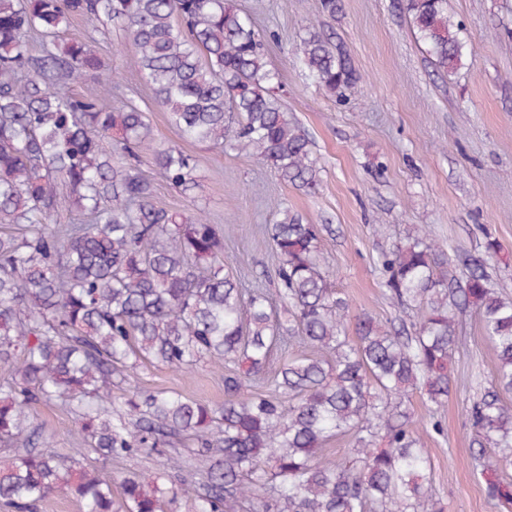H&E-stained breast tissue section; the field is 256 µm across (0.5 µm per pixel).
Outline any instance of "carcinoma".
Instances as JSON below:
<instances>
[{
    "label": "carcinoma",
    "mask_w": 512,
    "mask_h": 512,
    "mask_svg": "<svg viewBox=\"0 0 512 512\" xmlns=\"http://www.w3.org/2000/svg\"><path fill=\"white\" fill-rule=\"evenodd\" d=\"M406 11L434 66L457 69L467 40L448 0H406ZM75 17L125 31L180 139L227 145L301 190L318 185L267 36L233 0H0V364L12 367L0 383V502L33 512L66 496L82 512H112V484L83 460L162 454L184 439L203 464L192 512H442L409 397L448 400L456 320L471 306L497 356L467 408L473 471L511 508L512 481L498 471L512 465V298L484 263L448 270V251L420 229L381 259L390 298L417 310L411 328L354 317L325 275L321 228L285 210L270 234L280 288L240 287L223 262L230 227L201 208L188 218L154 204L140 155L183 192L198 187L193 161L156 147L136 105H112L120 78L101 76L88 42L59 43ZM299 55L338 101L359 82L319 31ZM91 77L95 93L73 92ZM277 351L287 356L259 392ZM203 360L224 371L221 405L133 385L144 363L189 373ZM123 385L118 407L112 387ZM42 401L78 425L72 455L31 423ZM340 435L352 438L348 458L319 457ZM121 489L124 512H166L184 492L158 472H131Z\"/></svg>",
    "instance_id": "1"
}]
</instances>
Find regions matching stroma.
<instances>
[{
	"mask_svg": "<svg viewBox=\"0 0 512 512\" xmlns=\"http://www.w3.org/2000/svg\"><path fill=\"white\" fill-rule=\"evenodd\" d=\"M236 4L269 36L279 93L315 143L318 187L304 192L254 158L186 142L182 149L196 161L201 188L192 197L154 182L155 205L185 215L201 207L209 223L232 225L224 263L246 288L275 290L264 277L277 265L266 227L286 209L321 226L329 280L346 293L354 313L414 321L413 311L389 298L380 260L420 226L447 249L450 268L464 259L483 260L492 286L512 298V0H448L469 40L462 66L451 74L436 72L413 33L405 0H340L336 16L324 22L320 0ZM316 27L345 48L360 76L345 102L314 84L297 59L301 37ZM62 39L92 41L104 76L119 74L123 97L147 112L156 143L178 142L167 113L139 77L122 29L104 23L92 30L76 19ZM490 240L499 246L491 258L485 253ZM459 323L447 402L435 412L415 394L410 408L428 427L424 442L444 512H499L470 466L474 432L466 413L478 386L491 379L496 353L475 310L460 314ZM137 385L224 402V375L205 362L188 375L145 365ZM32 419L59 453L73 447L76 425L65 410L38 403ZM166 468V457L155 454L100 466L117 502L128 472Z\"/></svg>",
	"mask_w": 512,
	"mask_h": 512,
	"instance_id": "1",
	"label": "stroma"
}]
</instances>
